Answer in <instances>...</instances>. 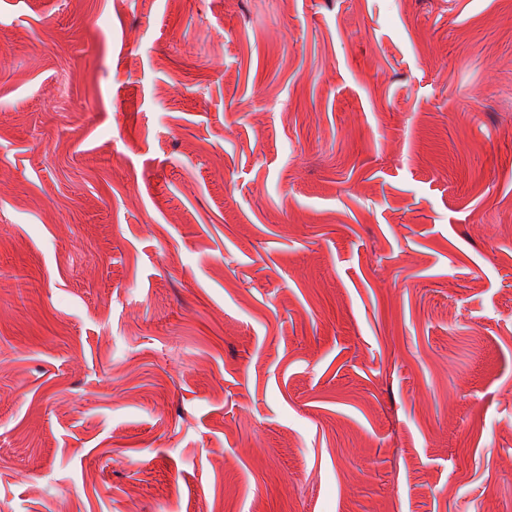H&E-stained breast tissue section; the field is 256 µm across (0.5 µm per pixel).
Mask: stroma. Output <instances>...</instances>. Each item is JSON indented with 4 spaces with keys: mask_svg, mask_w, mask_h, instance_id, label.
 <instances>
[{
    "mask_svg": "<svg viewBox=\"0 0 512 512\" xmlns=\"http://www.w3.org/2000/svg\"><path fill=\"white\" fill-rule=\"evenodd\" d=\"M0 512H512V0H0Z\"/></svg>",
    "mask_w": 512,
    "mask_h": 512,
    "instance_id": "obj_1",
    "label": "stroma"
}]
</instances>
